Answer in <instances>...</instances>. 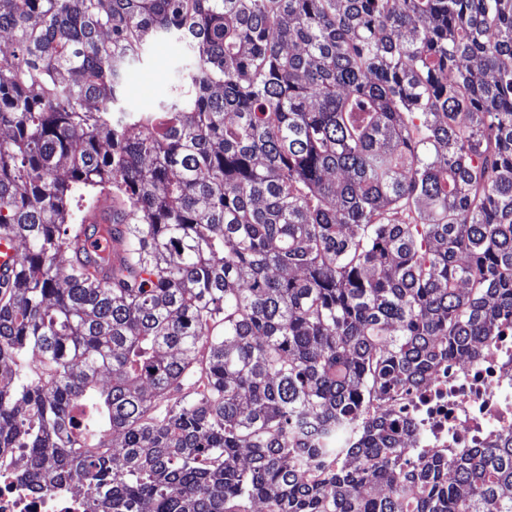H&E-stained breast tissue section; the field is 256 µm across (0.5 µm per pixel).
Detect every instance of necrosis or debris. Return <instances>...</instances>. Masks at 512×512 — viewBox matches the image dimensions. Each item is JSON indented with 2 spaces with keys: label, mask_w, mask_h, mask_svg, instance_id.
Masks as SVG:
<instances>
[{
  "label": "necrosis or debris",
  "mask_w": 512,
  "mask_h": 512,
  "mask_svg": "<svg viewBox=\"0 0 512 512\" xmlns=\"http://www.w3.org/2000/svg\"><path fill=\"white\" fill-rule=\"evenodd\" d=\"M393 413L408 426L412 453L448 457L495 447L512 436V337L438 364ZM23 455L17 448L0 456V512H88L86 479L61 489L22 483L17 468Z\"/></svg>",
  "instance_id": "obj_1"
}]
</instances>
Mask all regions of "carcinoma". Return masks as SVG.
<instances>
[{
	"instance_id": "cac0c4a2",
	"label": "carcinoma",
	"mask_w": 512,
	"mask_h": 512,
	"mask_svg": "<svg viewBox=\"0 0 512 512\" xmlns=\"http://www.w3.org/2000/svg\"><path fill=\"white\" fill-rule=\"evenodd\" d=\"M4 35L26 482L83 474L89 512H512V437L409 455L388 412L512 327V0H0ZM161 38L193 65L126 112Z\"/></svg>"
}]
</instances>
